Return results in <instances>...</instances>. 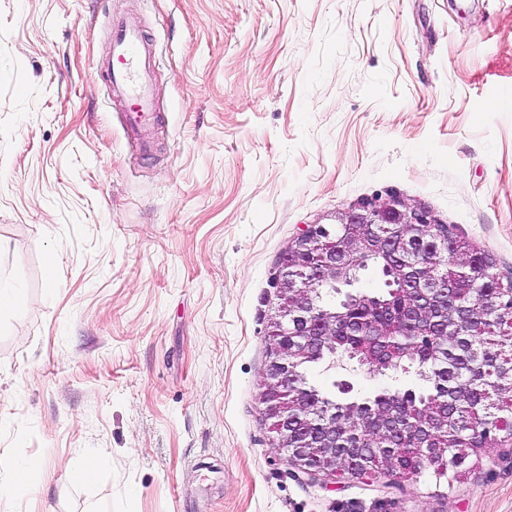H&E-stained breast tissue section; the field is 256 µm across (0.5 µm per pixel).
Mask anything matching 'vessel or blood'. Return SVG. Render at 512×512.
<instances>
[{
    "label": "vessel or blood",
    "mask_w": 512,
    "mask_h": 512,
    "mask_svg": "<svg viewBox=\"0 0 512 512\" xmlns=\"http://www.w3.org/2000/svg\"><path fill=\"white\" fill-rule=\"evenodd\" d=\"M152 46L132 21L111 25L109 55L100 64L108 92L124 104L122 128L131 136L137 152H146L148 136L158 123V106L151 92Z\"/></svg>",
    "instance_id": "obj_1"
}]
</instances>
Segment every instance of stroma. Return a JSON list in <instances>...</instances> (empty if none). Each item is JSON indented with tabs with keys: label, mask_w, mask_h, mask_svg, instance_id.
<instances>
[{
	"label": "stroma",
	"mask_w": 512,
	"mask_h": 512,
	"mask_svg": "<svg viewBox=\"0 0 512 512\" xmlns=\"http://www.w3.org/2000/svg\"><path fill=\"white\" fill-rule=\"evenodd\" d=\"M120 18L153 48L141 157L97 67ZM392 195L512 279V0H0V485L31 488L0 512H512V440L454 482L296 478L261 411L281 254Z\"/></svg>",
	"instance_id": "obj_1"
}]
</instances>
